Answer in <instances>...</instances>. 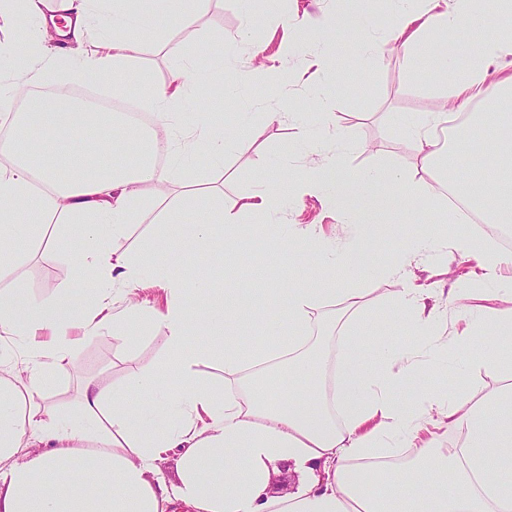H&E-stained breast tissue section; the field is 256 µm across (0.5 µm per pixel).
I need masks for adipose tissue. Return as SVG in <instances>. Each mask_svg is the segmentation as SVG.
Here are the masks:
<instances>
[{
    "label": "adipose tissue",
    "mask_w": 512,
    "mask_h": 512,
    "mask_svg": "<svg viewBox=\"0 0 512 512\" xmlns=\"http://www.w3.org/2000/svg\"><path fill=\"white\" fill-rule=\"evenodd\" d=\"M390 25L380 31L373 15H353L352 28L363 35L360 52L374 63L380 50L396 44L409 60H427L437 74L452 75L447 104L428 113L425 123L405 124L417 144L422 166L442 164L446 183L458 185L459 171L472 167L467 154L447 147L430 129L448 118L471 112L470 137L494 122L495 139L487 167L495 177L489 188L469 198L485 223H512V72L495 62L512 50V30L488 26V19L512 17V0H388ZM201 0H0V20L14 32L0 42V57L14 61L16 92L29 80L65 74L72 81L96 78L123 97L140 80L130 63L145 39L158 32L159 21L191 32ZM67 22L81 45L65 70L42 61L33 47L39 39L59 37L50 16ZM471 28L466 46L439 43L440 34ZM255 29L245 24L233 40L219 39L207 69L185 59L167 82L154 87L147 100L156 118L152 128L130 124L124 116L83 111L66 96L31 101L15 112V135L0 143V280L10 278L32 248H45L67 260L80 296L61 292L34 300L21 288L0 290V334L29 344L30 366L11 369L0 378V512H168L174 503L191 512H512V388L488 393L474 402L466 393L425 389L407 405L396 390L423 366L443 360L463 343L480 344L486 331L512 340V309L485 305L489 294L512 295V279L500 276V255L480 238L453 243L461 255L479 256L483 285L457 289L456 310L466 330L442 335L436 309L427 307L419 289L403 286L388 301L415 336L404 348L381 344L374 368H366L361 328L351 327L337 362L311 356L312 314L327 296L324 288L297 283L287 301L279 289L269 291L262 306L250 309L252 323L274 336L275 344L251 346L237 325V308L246 303L240 288H211L213 259L236 243L240 215L260 221L257 248L288 250L297 259L314 254L318 266L336 265L360 278L373 268L359 240L373 231L388 208L433 195L431 187L410 181L398 168L372 169L361 184L345 182L341 166L350 148L347 139L325 147L322 126L332 115L316 113L313 126L302 129L299 144L320 155L309 177L289 192L267 188L246 196L238 209L220 208L184 227V238L171 241L156 232L138 259L113 258L112 240L124 237L141 213L144 189L169 181L185 167L224 165L231 153H246L252 139L237 129L221 130L187 110L198 86L215 94L224 87L250 84L251 71L237 67L244 46L255 45ZM467 56L464 70L455 67ZM174 143L164 166L152 158L157 138ZM70 163L68 178H59L46 156ZM44 190H37L35 181ZM390 188L386 198L369 196L375 185ZM317 192L340 211L351 235L342 249L309 230L280 231L281 216L303 194ZM58 215L76 224L84 240L81 251L68 250L62 237L44 238L47 217ZM223 233H216V225ZM193 252L197 272L187 286L179 261ZM162 288L164 308L149 307L141 291ZM125 297L123 311L112 312L113 292ZM163 330L164 344L178 385L152 372H132L125 383L106 389L90 380L82 389L75 416L55 413L46 403L50 376L64 370L83 338L111 328L116 336H137L145 327ZM220 330L224 338V374L218 389L194 371L199 355L194 336ZM309 381L311 397L276 398L259 389L260 376L278 380L281 372ZM463 434L460 447L439 449L421 441L433 416ZM409 447L413 457L401 467H382ZM180 451L179 481L168 484L158 464L171 449ZM305 475L296 490L270 491L279 463Z\"/></svg>",
    "instance_id": "1"
}]
</instances>
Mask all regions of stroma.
Wrapping results in <instances>:
<instances>
[{"label": "stroma", "mask_w": 512, "mask_h": 512, "mask_svg": "<svg viewBox=\"0 0 512 512\" xmlns=\"http://www.w3.org/2000/svg\"><path fill=\"white\" fill-rule=\"evenodd\" d=\"M285 7L306 11L319 18L335 12L337 4L335 0H209L198 16L192 35L164 28L156 40L143 46L133 66L145 72L148 80L138 84L134 103H141L151 87L167 82L171 70L182 57L193 55L199 62H206L215 36L221 33L234 35L245 21H252L258 31L256 49L259 54L264 57L273 55L284 34L279 15ZM360 43V36L354 30L331 39L326 54L331 58L332 66L325 70L312 65L311 59L318 47L305 41L297 44L291 60L298 71V78L293 83L272 84L258 75L248 89L234 97L200 93L201 109L214 125H223L226 114L231 113L239 115L243 124L257 131L252 151L246 155L227 156L223 167L217 169L201 171L193 168L185 172V179L202 181L208 193L185 198L178 223L156 226L153 206L156 191L148 189L142 215L131 225L126 237L113 242L114 251L126 257L138 256L144 240L159 229L170 239L179 240L184 225L193 223L196 213L212 212L222 203L240 200L259 187L289 190L292 185L290 170L307 165L306 159L293 153L292 148L302 125L313 119L312 91L317 87L326 89L328 99L323 109L332 115V122L324 133L325 139L332 141L342 134L350 141L351 150L345 165L349 180H357L368 169L395 164L414 181L434 183V172L422 169L418 162L416 144L400 129L389 126L384 115L403 112L418 117L437 110L443 102L446 81L429 74L426 63H408L401 52L387 46L363 84L353 86L352 77L360 67ZM269 112L277 113V120H266L265 115ZM455 219L456 212L447 198L418 200L392 208L381 233L364 243V251L373 264L383 266L398 257L402 244L410 235L433 241L431 250L411 257L407 273L415 287L426 289L438 299L440 329L445 333L459 326L448 295L452 288L464 284L477 272L479 265L476 257L461 256L454 249L438 243L436 225ZM288 221L313 225L322 237L334 241L343 239L350 230L349 225L315 195L302 197L293 206ZM252 241V235H240L236 255L216 272L213 287H224L230 279L238 287L247 289L254 298L262 297L264 289L285 288L296 280L335 289V296L328 298L321 309V320L329 332L325 350L331 357L338 353L340 338L346 334L349 322H365L375 317L379 307L399 286L394 279L369 276L365 284L364 308L348 314L344 311V290L351 282L340 271L317 268L309 260L294 261L285 254H257L251 246ZM5 285L24 288L36 299L47 298L71 287L72 269L63 258L36 252L29 254ZM511 351V343L495 333H486L482 344L457 347L449 361L438 364L436 370L424 373L412 385L400 389L398 396L408 400L417 390L438 386L448 390L462 389L478 398L488 391L512 386L511 362L503 363L495 370L487 369L481 363L485 356L505 355ZM164 358L161 331L149 332L132 343L113 336L111 329H103L100 335L86 338L73 350L65 372L52 379L46 391L47 401L60 413H75L81 388L87 380H97L108 388L120 385L130 371L155 369Z\"/></svg>", "instance_id": "35a3bbf8"}]
</instances>
